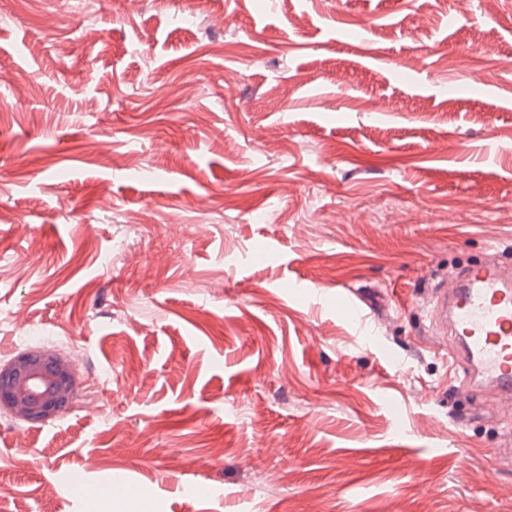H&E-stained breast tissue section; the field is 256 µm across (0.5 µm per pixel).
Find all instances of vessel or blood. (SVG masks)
I'll return each instance as SVG.
<instances>
[{
  "label": "vessel or blood",
  "mask_w": 512,
  "mask_h": 512,
  "mask_svg": "<svg viewBox=\"0 0 512 512\" xmlns=\"http://www.w3.org/2000/svg\"><path fill=\"white\" fill-rule=\"evenodd\" d=\"M431 315L462 386L511 402L512 267L486 261L463 268L452 288H436Z\"/></svg>",
  "instance_id": "vessel-or-blood-1"
}]
</instances>
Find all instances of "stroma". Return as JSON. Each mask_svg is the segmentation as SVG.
<instances>
[{
  "instance_id": "stroma-1",
  "label": "stroma",
  "mask_w": 512,
  "mask_h": 512,
  "mask_svg": "<svg viewBox=\"0 0 512 512\" xmlns=\"http://www.w3.org/2000/svg\"><path fill=\"white\" fill-rule=\"evenodd\" d=\"M510 55L512 0H0V363L80 382L0 412V504L512 512L429 316L512 262ZM76 392L69 360L53 350L27 351L0 365V411L31 424L57 417L73 403Z\"/></svg>"
}]
</instances>
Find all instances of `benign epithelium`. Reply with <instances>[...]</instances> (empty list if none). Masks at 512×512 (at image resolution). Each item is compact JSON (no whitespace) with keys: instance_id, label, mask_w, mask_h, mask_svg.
<instances>
[{"instance_id":"7a95c632","label":"benign epithelium","mask_w":512,"mask_h":512,"mask_svg":"<svg viewBox=\"0 0 512 512\" xmlns=\"http://www.w3.org/2000/svg\"><path fill=\"white\" fill-rule=\"evenodd\" d=\"M76 392L69 360L53 350L27 351L0 365V411L31 424L57 417L73 403Z\"/></svg>"}]
</instances>
